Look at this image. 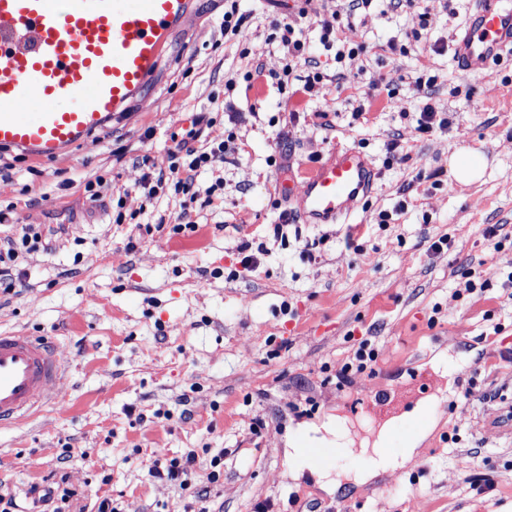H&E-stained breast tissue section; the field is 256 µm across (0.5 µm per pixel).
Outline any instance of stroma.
Listing matches in <instances>:
<instances>
[{
  "label": "stroma",
  "instance_id": "obj_1",
  "mask_svg": "<svg viewBox=\"0 0 512 512\" xmlns=\"http://www.w3.org/2000/svg\"><path fill=\"white\" fill-rule=\"evenodd\" d=\"M340 7L241 0L251 16L244 56L220 31L224 0H195L143 96L92 142L45 162L0 153V211L42 231L14 292L0 293V330L45 337L70 360L66 415L47 405L0 427V490L22 512L28 485L60 479L79 504L100 493L118 512H188L194 502L208 512H512V430L499 417L512 406V290L502 286L512 244L497 253L485 235L494 224L512 231V60L486 75L456 67L450 46L472 0H420L404 13L376 2L345 32L365 46L346 80L331 63L312 96L264 77L239 87L236 139L199 176L198 198L150 202L140 185L138 158L166 161L199 116L214 120L204 138H223L225 80L258 64L282 70L288 47L271 39L270 20L315 44L319 21ZM417 29L421 42H408ZM435 41L443 52L429 50ZM423 74L436 76L432 101L452 120L426 134L413 118ZM340 145L380 173L359 223H289L274 237L280 177L302 182L305 165ZM460 146L487 157L481 182L449 176ZM218 178L224 189L205 204ZM116 194L135 222L113 223ZM383 210L389 223L378 221ZM159 221L163 231L147 233ZM442 237L447 247L432 251ZM245 242L251 269L241 264ZM468 277L488 289L458 294ZM368 337L375 376L337 386ZM439 363L440 408L403 468L333 488L295 474L298 427L351 419L372 387ZM456 418L465 429L454 430ZM189 450L206 464L221 456L217 481L185 490L153 476L155 460Z\"/></svg>",
  "mask_w": 512,
  "mask_h": 512
}]
</instances>
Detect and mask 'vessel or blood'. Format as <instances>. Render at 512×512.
<instances>
[{"label":"vessel or blood","instance_id":"b4317fda","mask_svg":"<svg viewBox=\"0 0 512 512\" xmlns=\"http://www.w3.org/2000/svg\"><path fill=\"white\" fill-rule=\"evenodd\" d=\"M193 0H0V151L32 160L62 156L128 110L145 91L173 29ZM457 67L487 73L512 53V0H475L454 36ZM379 172L360 150H333L305 171L302 186L281 179L299 222L339 224L362 208ZM63 351L40 336L0 331V425L42 404L65 412L58 391ZM433 378L372 388L359 413L374 425L402 417Z\"/></svg>","mask_w":512,"mask_h":512}]
</instances>
